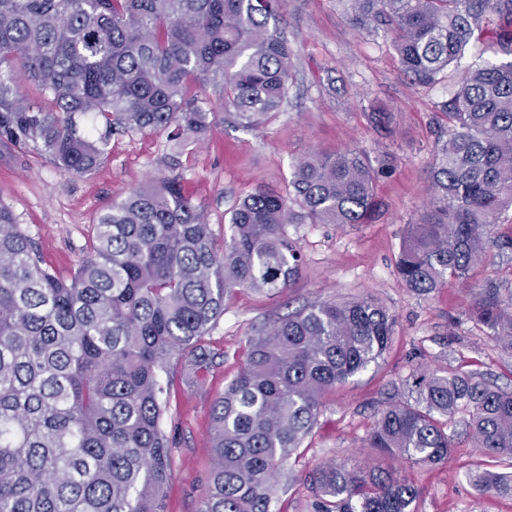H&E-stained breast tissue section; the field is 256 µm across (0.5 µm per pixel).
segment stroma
I'll list each match as a JSON object with an SVG mask.
<instances>
[{"mask_svg": "<svg viewBox=\"0 0 512 512\" xmlns=\"http://www.w3.org/2000/svg\"><path fill=\"white\" fill-rule=\"evenodd\" d=\"M280 26L294 74L280 112L256 130L216 123L205 140L190 145L181 157L186 192L221 235L230 230L235 201L256 186L287 193L297 158L355 148L379 172L374 186L379 207L364 224L289 225L288 235L303 256L290 288L239 290L226 301L223 317L202 342L203 389L188 387L181 365L171 366L163 429L174 478L166 512H198L209 491L212 405L243 367L250 337L305 304L363 296L376 298L394 315L391 343L378 364L323 397L311 433L278 476L275 512H314L315 494L305 475L330 461L397 471L417 492L415 512H512V499L482 493L466 477L478 466L512 467L474 447L466 415L448 427L454 453L443 464L413 466L366 445L389 389L415 375L462 365L512 389V351L468 314L475 286L495 280L512 289V255L488 253L472 266L467 282L451 280L428 294L407 288L397 273L405 228L429 199L436 106L471 66L497 55L489 44H472L439 83L416 87L403 73L390 37L355 30L339 0H287ZM374 100L387 107L389 134L368 119ZM108 149L103 167L79 176L65 174L33 145L0 144V203L13 210L61 273L84 258L92 222L101 212L163 173L168 141L162 132L115 135Z\"/></svg>", "mask_w": 512, "mask_h": 512, "instance_id": "obj_1", "label": "stroma"}]
</instances>
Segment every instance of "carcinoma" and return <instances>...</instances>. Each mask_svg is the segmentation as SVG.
<instances>
[{
	"instance_id": "cac0c4a2",
	"label": "carcinoma",
	"mask_w": 512,
	"mask_h": 512,
	"mask_svg": "<svg viewBox=\"0 0 512 512\" xmlns=\"http://www.w3.org/2000/svg\"><path fill=\"white\" fill-rule=\"evenodd\" d=\"M350 25L383 31L403 72L430 86L489 39L508 60L467 72L441 103L444 130L427 207L406 226L397 263L429 293L467 279L512 209V0H341ZM286 0H0V141L33 143L67 174L108 158L112 133L163 131L169 175L112 203L69 275L48 263L0 204V512H166L173 479L163 373L177 357L199 387V342L237 290L284 291L300 273L290 224H362L377 171L357 149L293 163L286 194L258 187L238 201L220 245L182 188L181 150L217 113L261 126L292 78L278 22ZM22 70L53 109L20 93ZM93 114L96 134L78 118ZM471 315L512 349V293L481 285ZM395 318L371 296L305 306L250 338L238 375L212 406L210 492L198 512H272L276 476L316 424L324 393L382 358ZM389 398L368 446L414 465L448 461L461 413L484 454L512 462V390L462 367L414 378ZM512 498V472H468ZM316 512H411L414 488L379 469L335 462L306 476Z\"/></svg>"
}]
</instances>
